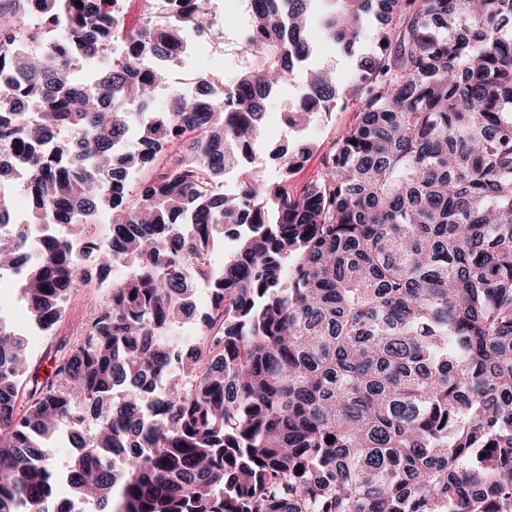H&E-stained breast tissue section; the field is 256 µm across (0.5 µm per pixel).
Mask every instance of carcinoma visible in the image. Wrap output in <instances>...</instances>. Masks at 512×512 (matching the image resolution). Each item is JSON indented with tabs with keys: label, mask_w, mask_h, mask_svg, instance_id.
<instances>
[{
	"label": "carcinoma",
	"mask_w": 512,
	"mask_h": 512,
	"mask_svg": "<svg viewBox=\"0 0 512 512\" xmlns=\"http://www.w3.org/2000/svg\"><path fill=\"white\" fill-rule=\"evenodd\" d=\"M37 2L0 11V79L39 102L0 98V170L32 204L18 231L0 194V274L51 336L89 264L128 273L23 408L29 340L0 322V512H512V0H253V64L148 114L211 0L135 27V0ZM370 15L348 88L307 65L312 23L352 56ZM298 77L288 126L355 112L299 191L308 142L275 181L243 164ZM62 129L70 154L44 150Z\"/></svg>",
	"instance_id": "carcinoma-1"
}]
</instances>
